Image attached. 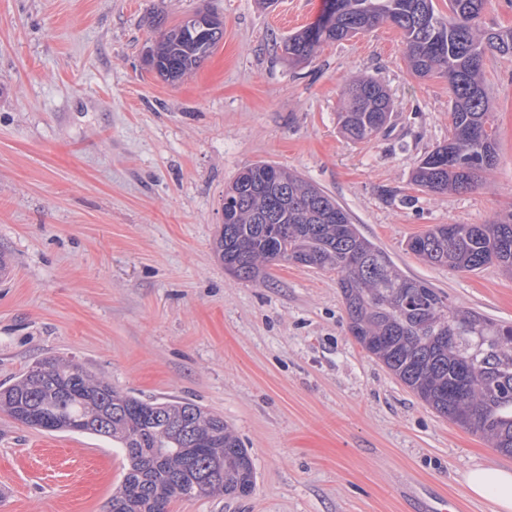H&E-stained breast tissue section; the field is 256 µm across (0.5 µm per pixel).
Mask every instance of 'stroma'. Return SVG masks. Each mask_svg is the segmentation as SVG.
I'll list each match as a JSON object with an SVG mask.
<instances>
[{
	"label": "stroma",
	"mask_w": 512,
	"mask_h": 512,
	"mask_svg": "<svg viewBox=\"0 0 512 512\" xmlns=\"http://www.w3.org/2000/svg\"><path fill=\"white\" fill-rule=\"evenodd\" d=\"M326 0H0V386L62 356L123 392L219 414L248 448L244 499L171 512H495L466 474L512 456L437 414L347 330L333 271L270 266L238 278L213 251L224 191L246 167L292 168L332 195L405 275L512 323V276L417 258L436 224H486L512 208V57L485 68L499 161L475 188L411 182L451 134L439 75L408 69L382 24L289 64L281 41ZM200 9L224 37L190 77L151 71V21ZM373 76L393 110L354 143L342 84ZM123 477L109 439L50 433L0 412V512H106Z\"/></svg>",
	"instance_id": "1"
}]
</instances>
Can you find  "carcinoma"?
<instances>
[{"label":"carcinoma","mask_w":512,"mask_h":512,"mask_svg":"<svg viewBox=\"0 0 512 512\" xmlns=\"http://www.w3.org/2000/svg\"><path fill=\"white\" fill-rule=\"evenodd\" d=\"M329 16L289 35L288 63L307 62L321 45L389 23L400 30L411 72L448 80L452 134L414 168V185L433 193L478 184L498 162L497 130L486 91V60L512 56V30L481 28L490 0H335ZM158 39L147 65L176 83L200 68L224 37L218 22L205 33L186 21L154 20ZM343 135L370 140L387 125L391 97L374 77L341 89ZM224 224L214 251L231 274L266 277L282 262L333 270L348 332L369 354L439 415L512 456V325L448 300L401 273L391 256L362 234L339 202L298 172L257 163L224 191ZM408 250L426 262L474 272L497 265L512 272V210L488 224H436L411 238ZM0 410L45 431L107 437L127 465L107 512H170L173 501L247 497L256 485L248 450L224 418L186 400H144L96 379L71 360L33 363L0 388Z\"/></svg>","instance_id":"obj_1"}]
</instances>
